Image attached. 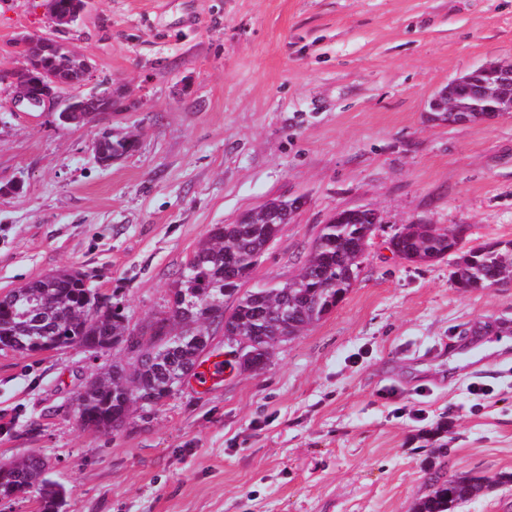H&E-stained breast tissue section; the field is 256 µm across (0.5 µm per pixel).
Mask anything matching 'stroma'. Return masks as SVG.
I'll use <instances>...</instances> for the list:
<instances>
[{"label": "stroma", "instance_id": "35a3bbf8", "mask_svg": "<svg viewBox=\"0 0 512 512\" xmlns=\"http://www.w3.org/2000/svg\"><path fill=\"white\" fill-rule=\"evenodd\" d=\"M41 35L88 54L112 110L80 127L0 83V294L62 267L131 323L166 311L215 224L305 198L254 279L296 274L337 210L382 224L337 309L265 370L186 381L112 433L73 395L112 353L0 350V462L43 455L64 512H413L435 469L492 481L459 512H512V284L463 291L392 255L401 225L512 240V114L451 125L448 82L512 60V0H0V71ZM134 135L98 163L103 135ZM485 392L473 394L472 384Z\"/></svg>", "mask_w": 512, "mask_h": 512}]
</instances>
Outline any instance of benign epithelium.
Listing matches in <instances>:
<instances>
[{"label":"benign epithelium","instance_id":"benign-epithelium-1","mask_svg":"<svg viewBox=\"0 0 512 512\" xmlns=\"http://www.w3.org/2000/svg\"><path fill=\"white\" fill-rule=\"evenodd\" d=\"M48 4L52 19L59 27L73 24L80 15L78 11H64L58 0H48ZM20 45L24 49L21 53L23 65L9 73V79L18 89L17 102H25L33 109L61 104L63 108L57 111V117L63 125L79 124L88 115L109 111L108 104L112 99L110 86L92 96L72 99L60 98L56 90L65 74L78 77L82 85L92 78L94 64L88 57L76 50L65 51L40 36L24 37L20 39ZM49 50L76 59L78 63L68 71L50 72L44 62L45 52ZM461 90L473 101L468 109L461 107L457 100V93ZM431 107L450 124L469 122L468 114L471 112H482L486 118L511 113L512 61L488 62L448 82L431 101Z\"/></svg>","mask_w":512,"mask_h":512}]
</instances>
